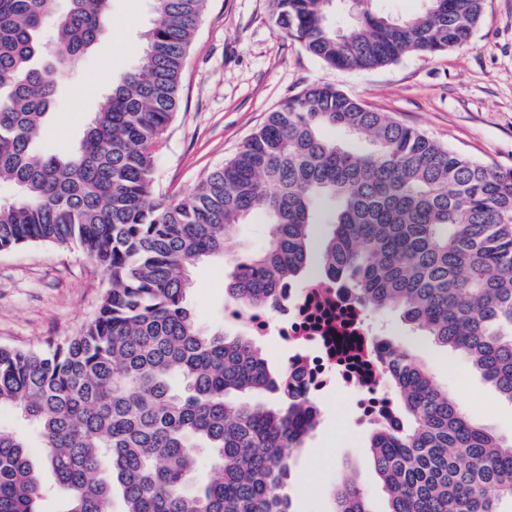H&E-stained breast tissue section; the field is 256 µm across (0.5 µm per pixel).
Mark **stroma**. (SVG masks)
I'll list each match as a JSON object with an SVG mask.
<instances>
[{
    "label": "stroma",
    "instance_id": "35a3bbf8",
    "mask_svg": "<svg viewBox=\"0 0 512 512\" xmlns=\"http://www.w3.org/2000/svg\"><path fill=\"white\" fill-rule=\"evenodd\" d=\"M152 20L150 0H112L111 33L63 76L38 154L75 145L110 77L141 60V52L124 50V42H141ZM316 82L391 113L485 166L512 170V0H487L467 48L410 53L365 71L329 67L285 37L271 20L270 0H207L182 73L180 106L157 156L160 191L174 199L189 194L269 112ZM228 270L222 258L199 262L187 305L203 329L232 337L245 328L228 314ZM106 285L104 270L69 248L37 244L0 252V345L36 349L76 335L94 318ZM371 323L458 394L473 424L512 436V403L457 352L413 331L399 310L374 314ZM315 402L318 425L296 454L288 480L294 512H332L334 486L352 477L364 484L375 512H385L387 497L371 461V427L359 423L352 394L333 383Z\"/></svg>",
    "mask_w": 512,
    "mask_h": 512
}]
</instances>
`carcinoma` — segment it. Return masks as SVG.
Returning <instances> with one entry per match:
<instances>
[{
    "instance_id": "carcinoma-1",
    "label": "carcinoma",
    "mask_w": 512,
    "mask_h": 512,
    "mask_svg": "<svg viewBox=\"0 0 512 512\" xmlns=\"http://www.w3.org/2000/svg\"><path fill=\"white\" fill-rule=\"evenodd\" d=\"M0 0V251L50 243L101 267L108 287L81 332L40 349L0 345V406L39 429L66 494L63 512H294V453L319 410L274 376L253 336L204 331L185 304L190 269L222 257L237 226L267 214V243L231 266L226 292L247 314L274 306L279 284H347L356 303L396 308L462 354L512 402V170H492L328 84L270 112L188 196L156 193V159L207 0H151L141 63L112 81L80 142L39 156L35 144L72 69L106 35L111 0ZM271 20L331 67L368 70L407 53L470 44L486 0H427L395 22L360 0L340 34L333 0H270ZM53 30L51 42L43 39ZM363 137L356 151L326 134ZM327 226L319 246L313 229ZM379 352L396 403L373 422L370 453L385 512H501L512 503V439L473 425L426 365L380 336H338ZM271 393L282 403L233 402ZM217 458L197 485L198 455ZM42 485L21 435L0 429V512H37ZM334 512H374L357 479Z\"/></svg>"
}]
</instances>
